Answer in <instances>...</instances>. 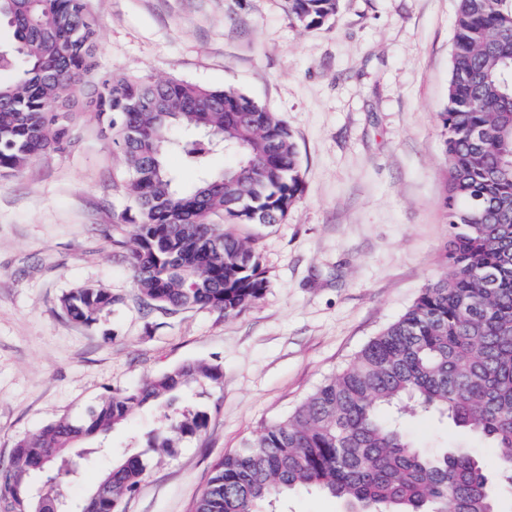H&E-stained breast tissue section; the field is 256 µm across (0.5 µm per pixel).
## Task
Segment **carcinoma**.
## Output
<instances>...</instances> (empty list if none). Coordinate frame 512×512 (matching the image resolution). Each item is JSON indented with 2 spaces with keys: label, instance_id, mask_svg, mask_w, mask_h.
<instances>
[{
  "label": "carcinoma",
  "instance_id": "1",
  "mask_svg": "<svg viewBox=\"0 0 512 512\" xmlns=\"http://www.w3.org/2000/svg\"><path fill=\"white\" fill-rule=\"evenodd\" d=\"M340 0H285L288 20L327 24ZM12 38L0 44V177L62 153L72 117L90 112L123 156L135 207L131 264L154 309L218 310L230 317L267 288L260 254L236 224H281L302 192L288 125L232 87L176 78L97 76L98 33L89 0H0ZM448 162V274L373 338L356 362L325 381L288 417L213 466L193 512H269L297 489L337 498L350 512H500L512 499V0H458L448 98L439 113ZM223 151L233 162L213 166ZM179 155L198 179L168 165ZM118 298L91 286L60 298L90 326ZM218 364L184 362L118 392L86 417L62 418L19 438L0 464V512H60L68 477L99 452L91 443L139 408L164 413L149 447L167 452L206 428L184 410L191 383H221ZM450 421L476 446L429 454L386 409L405 405ZM494 451L489 466L478 448ZM146 466L127 455L82 512H119ZM46 476L43 494L32 478Z\"/></svg>",
  "mask_w": 512,
  "mask_h": 512
}]
</instances>
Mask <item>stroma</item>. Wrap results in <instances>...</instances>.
Returning <instances> with one entry per match:
<instances>
[{"instance_id":"obj_1","label":"stroma","mask_w":512,"mask_h":512,"mask_svg":"<svg viewBox=\"0 0 512 512\" xmlns=\"http://www.w3.org/2000/svg\"><path fill=\"white\" fill-rule=\"evenodd\" d=\"M98 71L232 86L285 120L303 190L286 221L241 224L268 287L237 315L150 309L134 285L124 161L86 114L62 155L0 178V462L15 441L79 418L115 392L187 361L224 368L186 388L208 424L170 453L146 452L160 406L106 438L67 488L79 512L113 457L146 452L121 512H191L215 461L243 448L398 320L445 275L447 103L457 0H342L307 31L284 0H90ZM94 285L118 299L86 326L60 298ZM429 452L462 443L435 417L406 419Z\"/></svg>"}]
</instances>
